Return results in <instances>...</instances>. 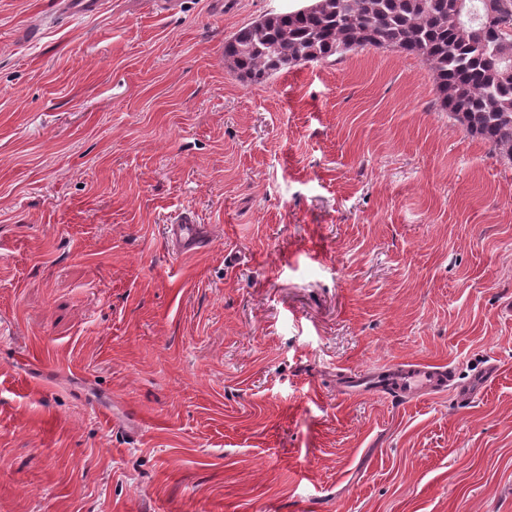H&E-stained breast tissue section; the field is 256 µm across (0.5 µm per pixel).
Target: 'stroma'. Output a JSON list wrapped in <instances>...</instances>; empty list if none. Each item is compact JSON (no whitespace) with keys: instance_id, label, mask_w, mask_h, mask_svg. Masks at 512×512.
I'll list each match as a JSON object with an SVG mask.
<instances>
[{"instance_id":"1","label":"stroma","mask_w":512,"mask_h":512,"mask_svg":"<svg viewBox=\"0 0 512 512\" xmlns=\"http://www.w3.org/2000/svg\"><path fill=\"white\" fill-rule=\"evenodd\" d=\"M299 6L0 0V512H512V164L415 56L228 66ZM192 223L191 218L185 215L182 216L179 224H168L169 236L178 244V248L172 251V258L175 261L182 253L193 249L198 243L194 224ZM381 374L385 375L378 383H383L384 391L398 401L413 399L419 392L440 393L446 387L456 391L460 403L470 398L469 391L455 382L454 371L449 365L447 368L413 362L401 364Z\"/></svg>"}]
</instances>
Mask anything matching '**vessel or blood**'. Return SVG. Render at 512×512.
Segmentation results:
<instances>
[{"mask_svg": "<svg viewBox=\"0 0 512 512\" xmlns=\"http://www.w3.org/2000/svg\"><path fill=\"white\" fill-rule=\"evenodd\" d=\"M168 233L179 251L191 250L197 244L195 229L189 217H182L179 223L169 225ZM382 383L384 390L399 401L413 399L421 392L439 393L447 388L455 390L459 402H466L470 398L469 391L456 384L454 371L449 367H436L419 362L402 364L386 370Z\"/></svg>", "mask_w": 512, "mask_h": 512, "instance_id": "obj_1", "label": "vessel or blood"}]
</instances>
